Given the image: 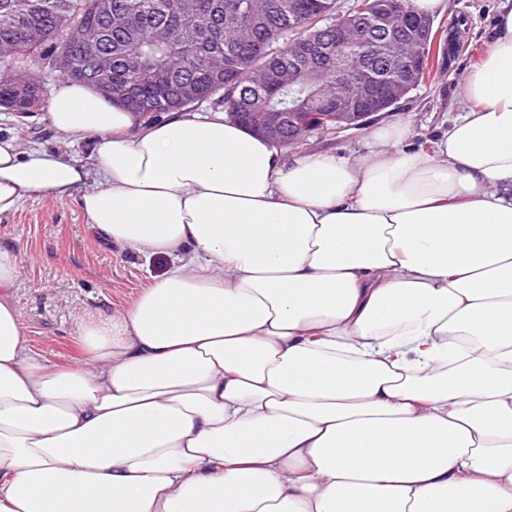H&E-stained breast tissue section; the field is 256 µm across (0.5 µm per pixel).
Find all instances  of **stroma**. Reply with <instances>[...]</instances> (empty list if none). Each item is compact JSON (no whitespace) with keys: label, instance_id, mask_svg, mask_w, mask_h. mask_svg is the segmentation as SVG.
<instances>
[{"label":"stroma","instance_id":"obj_1","mask_svg":"<svg viewBox=\"0 0 512 512\" xmlns=\"http://www.w3.org/2000/svg\"><path fill=\"white\" fill-rule=\"evenodd\" d=\"M437 15L457 51L441 60L435 74L402 100L379 114L370 127L336 133L314 132L297 152H330L347 157L364 146L370 128L405 121L406 143L423 148L447 131L467 108L463 81L479 63L492 40L498 15L512 9V0H447ZM0 135L18 136L23 148L62 150L86 160L87 144L59 135L48 123L45 109L19 115L0 108ZM0 240L20 257L12 301L23 322L31 348L58 364L81 355L79 333L93 322L111 319L130 305L151 276L168 265L161 258H143L103 241L87 224L77 198L57 201L37 195L23 200L16 213L0 218Z\"/></svg>","mask_w":512,"mask_h":512}]
</instances>
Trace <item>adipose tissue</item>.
<instances>
[{
    "instance_id": "adipose-tissue-1",
    "label": "adipose tissue",
    "mask_w": 512,
    "mask_h": 512,
    "mask_svg": "<svg viewBox=\"0 0 512 512\" xmlns=\"http://www.w3.org/2000/svg\"><path fill=\"white\" fill-rule=\"evenodd\" d=\"M432 148L343 159L61 81L87 161L0 137V216L78 196L166 270L33 353L0 243V512H512V10Z\"/></svg>"
}]
</instances>
